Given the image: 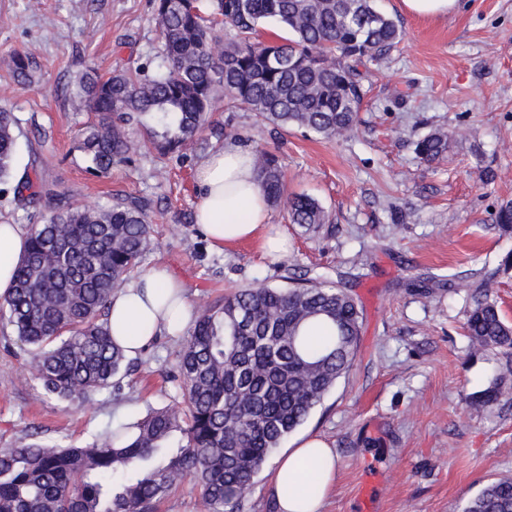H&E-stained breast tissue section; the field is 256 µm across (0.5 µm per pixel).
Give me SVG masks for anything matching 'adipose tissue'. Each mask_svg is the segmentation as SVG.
Masks as SVG:
<instances>
[{
	"label": "adipose tissue",
	"instance_id": "ef3b65f1",
	"mask_svg": "<svg viewBox=\"0 0 512 512\" xmlns=\"http://www.w3.org/2000/svg\"><path fill=\"white\" fill-rule=\"evenodd\" d=\"M199 196L195 219L217 247L259 242L273 259L287 250L284 237L270 223L266 195L257 179L254 153L233 141L211 152L197 172ZM29 232L0 223V297H7L15 267L25 253ZM194 312L185 292L163 266L152 267L119 288L109 303L111 336L134 357L160 335L179 336ZM336 471V454L317 437L303 440L281 455L273 472L278 512H321L326 489Z\"/></svg>",
	"mask_w": 512,
	"mask_h": 512
}]
</instances>
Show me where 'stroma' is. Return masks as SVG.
I'll list each match as a JSON object with an SVG mask.
<instances>
[{
  "mask_svg": "<svg viewBox=\"0 0 512 512\" xmlns=\"http://www.w3.org/2000/svg\"><path fill=\"white\" fill-rule=\"evenodd\" d=\"M378 6L406 36L369 67L350 137L276 128L227 104L215 114L238 143L278 157L288 194L312 196L330 214L313 235L271 207V223L288 236L287 254L274 262L252 242L213 246L194 221L196 169L224 146L210 132L183 160L163 163L144 150L106 177L74 148L92 116L71 110L67 84L90 67L105 78L151 59V0H0V106L19 119L15 181L38 179L86 206L118 193L150 199L156 245L138 268L167 267L195 310L249 284L291 287L308 269L342 277L363 309L358 355L280 451L312 436L334 448L322 512H463L488 482L512 477V402L463 413L501 356L470 354L465 293L428 296L418 283L495 272L492 295L512 321V273L497 271L512 235L491 220L512 199V0H459L435 19L408 15L397 0ZM24 51L42 69L31 89L11 76L14 53ZM438 128L468 136L443 160L424 163L415 144ZM181 344L159 336L134 358L120 390L60 400L30 377L27 348L0 320V448L35 436L84 447L149 408L183 411L171 383Z\"/></svg>",
  "mask_w": 512,
  "mask_h": 512,
  "instance_id": "stroma-1",
  "label": "stroma"
}]
</instances>
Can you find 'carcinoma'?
<instances>
[{"mask_svg":"<svg viewBox=\"0 0 512 512\" xmlns=\"http://www.w3.org/2000/svg\"><path fill=\"white\" fill-rule=\"evenodd\" d=\"M272 20L292 37L253 41ZM160 48L155 59L113 71L84 72L66 89L76 112H91L78 149L89 170L105 175L143 147L161 157L194 146L204 126L217 138L213 114L224 100L257 112L275 127H296L327 139L350 135L363 103L359 66L378 62L403 39V29L375 0H154ZM235 32L217 51L216 26ZM39 64L13 57V79L31 85ZM18 118L0 107V182L10 177ZM143 127L133 140L130 126ZM459 133L435 129L416 143L426 163L444 158ZM255 164L271 203L290 222L315 231L329 222L307 195L285 192L277 156L261 149ZM24 204L48 213L30 228L12 292L0 303L27 369L46 394L84 398L112 387L129 359L110 336L106 306L126 275L154 245L144 197L118 195L84 206L33 182L15 188ZM493 220L512 233V200ZM463 291L471 304L469 350H496L504 363L487 387L464 400L468 414L512 397V323L491 298L489 277L424 281ZM313 323L326 329L308 342ZM362 311L326 277L303 274L291 288L249 285L199 312L177 354L178 395L185 410L152 409L129 424L109 426L102 444L72 448L35 437L0 450V512H158L185 479L199 488L205 512H238L266 459L301 426L353 365ZM463 512H512V479L486 484Z\"/></svg>","mask_w":512,"mask_h":512,"instance_id":"obj_1","label":"carcinoma"}]
</instances>
